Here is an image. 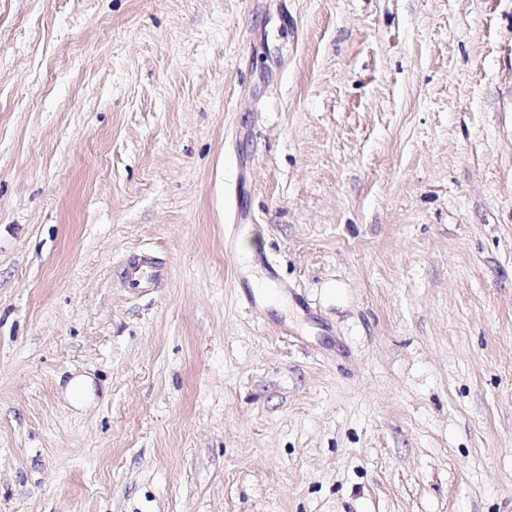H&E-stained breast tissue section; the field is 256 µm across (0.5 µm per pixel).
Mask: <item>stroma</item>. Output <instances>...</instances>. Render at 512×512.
<instances>
[{
	"label": "stroma",
	"mask_w": 512,
	"mask_h": 512,
	"mask_svg": "<svg viewBox=\"0 0 512 512\" xmlns=\"http://www.w3.org/2000/svg\"><path fill=\"white\" fill-rule=\"evenodd\" d=\"M0 512H512V0H0ZM127 275L130 285L134 288H144L153 284L160 277V267L140 261H128Z\"/></svg>",
	"instance_id": "35a3bbf8"
}]
</instances>
